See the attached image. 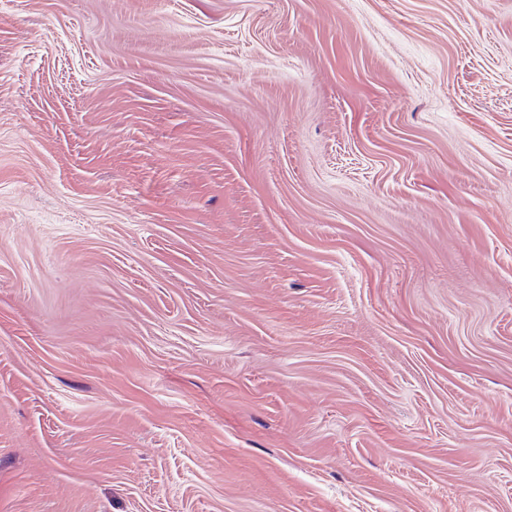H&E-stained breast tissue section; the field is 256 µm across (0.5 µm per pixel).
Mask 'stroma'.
Returning <instances> with one entry per match:
<instances>
[{
	"label": "stroma",
	"instance_id": "35a3bbf8",
	"mask_svg": "<svg viewBox=\"0 0 512 512\" xmlns=\"http://www.w3.org/2000/svg\"><path fill=\"white\" fill-rule=\"evenodd\" d=\"M0 512H512V0H0Z\"/></svg>",
	"mask_w": 512,
	"mask_h": 512
}]
</instances>
